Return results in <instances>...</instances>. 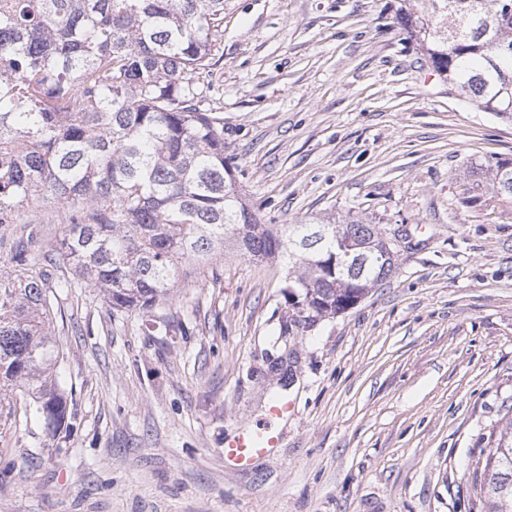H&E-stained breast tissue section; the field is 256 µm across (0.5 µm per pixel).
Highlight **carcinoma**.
I'll return each instance as SVG.
<instances>
[{"label":"carcinoma","mask_w":512,"mask_h":512,"mask_svg":"<svg viewBox=\"0 0 512 512\" xmlns=\"http://www.w3.org/2000/svg\"><path fill=\"white\" fill-rule=\"evenodd\" d=\"M225 0H0V225L46 198L70 209L48 266L18 243L0 276V429L65 422L52 287L81 283L114 312L168 300L185 261L232 246L275 259L314 318L353 306L396 268L375 224H264L224 158V119L199 75L216 65ZM398 20L432 71L485 112L512 120V0H413ZM491 174L512 197V159ZM326 228L317 236L314 228ZM341 241H336V231ZM345 243L357 265L336 263ZM487 512H512V430L482 470Z\"/></svg>","instance_id":"obj_1"}]
</instances>
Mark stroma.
<instances>
[{"instance_id":"1","label":"stroma","mask_w":512,"mask_h":512,"mask_svg":"<svg viewBox=\"0 0 512 512\" xmlns=\"http://www.w3.org/2000/svg\"><path fill=\"white\" fill-rule=\"evenodd\" d=\"M398 5L226 0L205 77L263 223L407 231L396 271L305 329L280 265L230 250L146 312L59 290L67 423L0 436V512H485L474 470L512 424V201L464 164L512 158V121L432 72ZM68 215L34 212L33 254ZM275 395L278 447L225 462Z\"/></svg>"}]
</instances>
